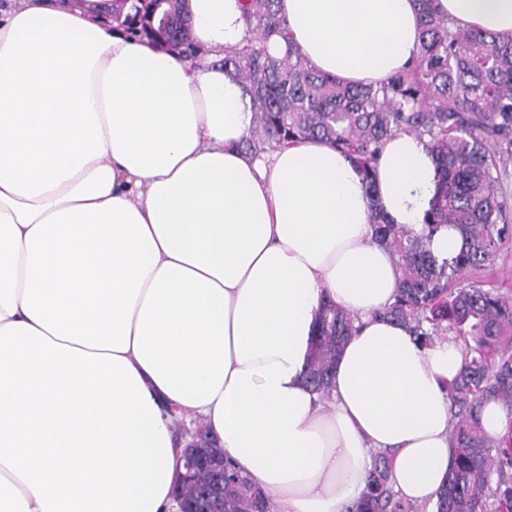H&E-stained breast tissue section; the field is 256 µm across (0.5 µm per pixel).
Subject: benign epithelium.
Returning a JSON list of instances; mask_svg holds the SVG:
<instances>
[{
	"label": "benign epithelium",
	"mask_w": 512,
	"mask_h": 512,
	"mask_svg": "<svg viewBox=\"0 0 512 512\" xmlns=\"http://www.w3.org/2000/svg\"><path fill=\"white\" fill-rule=\"evenodd\" d=\"M182 467L177 473L174 497L179 512H224V448L204 426L190 432V440L185 445ZM213 467L216 479L212 491L199 500L185 495V487L203 468Z\"/></svg>",
	"instance_id": "benign-epithelium-1"
}]
</instances>
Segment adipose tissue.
Instances as JSON below:
<instances>
[{"mask_svg":"<svg viewBox=\"0 0 512 512\" xmlns=\"http://www.w3.org/2000/svg\"><path fill=\"white\" fill-rule=\"evenodd\" d=\"M512 40V0H434ZM317 70L379 84L419 43L412 0H278ZM209 62L113 32L112 0L0 8V512H176L180 421L203 423L279 512H347L379 453L434 503L463 346L384 318L401 271L381 211L422 233L424 140L387 139L366 195L324 142L250 155L239 0H186ZM356 331L327 397L304 379L319 310Z\"/></svg>","mask_w":512,"mask_h":512,"instance_id":"adipose-tissue-1","label":"adipose tissue"}]
</instances>
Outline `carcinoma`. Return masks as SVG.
<instances>
[{"mask_svg":"<svg viewBox=\"0 0 512 512\" xmlns=\"http://www.w3.org/2000/svg\"><path fill=\"white\" fill-rule=\"evenodd\" d=\"M420 16L419 45L412 64L379 85L344 83L312 67L298 50L271 55L267 41L285 37L277 0H241L250 33L246 45L224 51L221 64L251 97L255 124L241 149H267L317 140L353 158L366 193L377 188L371 174L384 142L398 133L427 139L438 184L426 224L429 233L456 228L459 253L438 262L427 236L396 229L375 215V239L395 256L399 293L384 316L428 341L443 331L464 343V363L452 383L453 424L448 477L437 493L436 512H512V448L504 449L482 429L476 415L488 399L512 408V302L494 288L461 282L493 266L512 238V199L503 191L512 164V40L460 28L414 0ZM112 28L151 43L198 52L184 0H112ZM354 317L328 302L318 317L307 381L324 394L328 370L352 335ZM224 479V508L254 506L272 512L234 464ZM391 460L374 459L367 495L352 512H412L389 484Z\"/></svg>","mask_w":512,"mask_h":512,"instance_id":"1","label":"carcinoma"}]
</instances>
